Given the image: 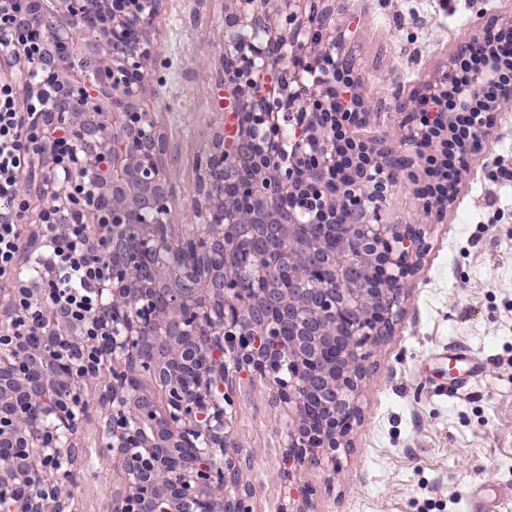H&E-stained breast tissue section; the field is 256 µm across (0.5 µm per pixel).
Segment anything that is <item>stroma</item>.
I'll return each instance as SVG.
<instances>
[{
  "label": "stroma",
  "mask_w": 512,
  "mask_h": 512,
  "mask_svg": "<svg viewBox=\"0 0 512 512\" xmlns=\"http://www.w3.org/2000/svg\"><path fill=\"white\" fill-rule=\"evenodd\" d=\"M337 24L356 18L363 90L386 97L441 73L480 13L512 15V0H339ZM160 58L149 87L179 177L171 203L181 223L197 194L195 158L220 131L217 84L224 0H165ZM512 106L464 176L408 283L394 333L369 360L364 419L330 468L307 474L316 512H512ZM238 427L251 466L243 479L256 512L288 503L280 477L282 422L263 380L241 385ZM87 421L88 461L74 493L81 512H111L118 478Z\"/></svg>",
  "instance_id": "1"
}]
</instances>
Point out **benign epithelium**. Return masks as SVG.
I'll return each mask as SVG.
<instances>
[{"label":"benign epithelium","mask_w":512,"mask_h":512,"mask_svg":"<svg viewBox=\"0 0 512 512\" xmlns=\"http://www.w3.org/2000/svg\"><path fill=\"white\" fill-rule=\"evenodd\" d=\"M163 8L0 0V62L20 65L26 111L40 105L18 183L39 198L37 264L0 308V512H76L95 386L97 442L120 474L112 512H254L237 390L258 376L285 417L282 512H313L302 475L338 473L366 362L428 248L426 225L386 220L388 193L412 185L441 221L512 104V16L480 17L445 71L378 100L329 0H226L225 130L197 155V196L176 224L178 169L147 95ZM472 52L484 63L461 83ZM461 117L470 134L448 180L428 161L446 160ZM74 224L100 260L83 316L48 288Z\"/></svg>","instance_id":"7a95c632"}]
</instances>
